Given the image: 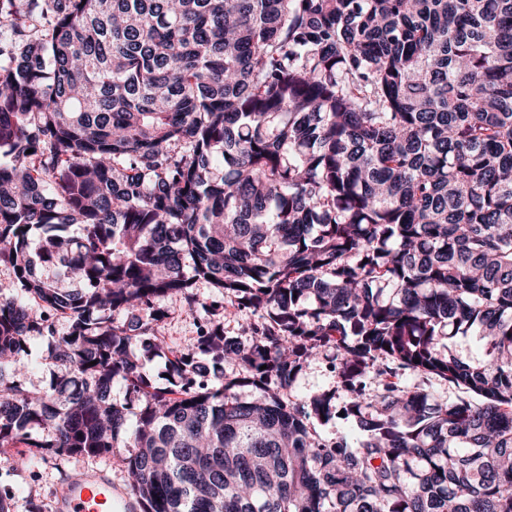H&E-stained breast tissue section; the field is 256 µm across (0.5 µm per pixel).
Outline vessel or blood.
Segmentation results:
<instances>
[{
	"instance_id": "1",
	"label": "vessel or blood",
	"mask_w": 512,
	"mask_h": 512,
	"mask_svg": "<svg viewBox=\"0 0 512 512\" xmlns=\"http://www.w3.org/2000/svg\"><path fill=\"white\" fill-rule=\"evenodd\" d=\"M117 506L111 477L98 469L67 479L53 497L54 512H115Z\"/></svg>"
}]
</instances>
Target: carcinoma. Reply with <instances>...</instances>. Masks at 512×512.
<instances>
[{
    "label": "carcinoma",
    "mask_w": 512,
    "mask_h": 512,
    "mask_svg": "<svg viewBox=\"0 0 512 512\" xmlns=\"http://www.w3.org/2000/svg\"><path fill=\"white\" fill-rule=\"evenodd\" d=\"M1 149L13 471L124 448L141 512H512V0H0ZM199 279L252 318L192 354L155 303ZM340 390L356 447L316 428ZM29 374L25 377L29 388H39L47 385L51 380L52 371L45 364L44 356L48 345L46 338L34 337L29 342ZM336 387V378L325 362H317L305 371L297 380L296 394H306L310 391L332 389Z\"/></svg>",
    "instance_id": "obj_1"
}]
</instances>
